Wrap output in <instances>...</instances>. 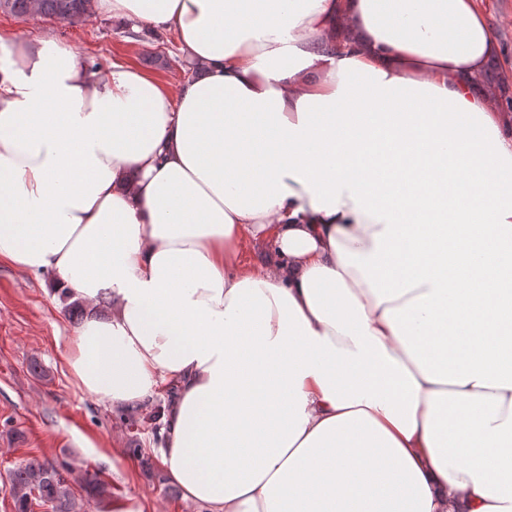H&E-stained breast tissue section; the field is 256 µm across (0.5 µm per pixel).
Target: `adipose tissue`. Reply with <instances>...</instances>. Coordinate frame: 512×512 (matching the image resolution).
I'll return each mask as SVG.
<instances>
[{
	"label": "adipose tissue",
	"instance_id": "ef3b65f1",
	"mask_svg": "<svg viewBox=\"0 0 512 512\" xmlns=\"http://www.w3.org/2000/svg\"><path fill=\"white\" fill-rule=\"evenodd\" d=\"M176 93L15 35L0 262L84 307L70 375L146 407L209 512H512V121L485 0H97ZM271 245L243 265L244 240Z\"/></svg>",
	"mask_w": 512,
	"mask_h": 512
}]
</instances>
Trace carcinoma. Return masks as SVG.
Instances as JSON below:
<instances>
[{"label": "carcinoma", "mask_w": 512, "mask_h": 512, "mask_svg": "<svg viewBox=\"0 0 512 512\" xmlns=\"http://www.w3.org/2000/svg\"><path fill=\"white\" fill-rule=\"evenodd\" d=\"M0 12L15 16L35 12L79 22L95 14V0H0ZM17 512H30L32 501L49 504L52 512H86V501L71 490L63 470L51 463L29 460L10 473Z\"/></svg>", "instance_id": "obj_1"}]
</instances>
